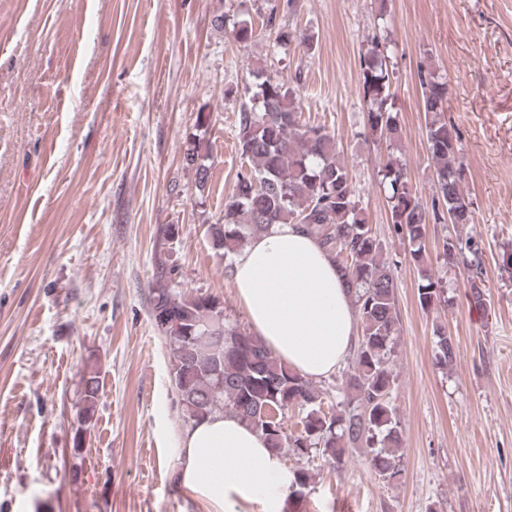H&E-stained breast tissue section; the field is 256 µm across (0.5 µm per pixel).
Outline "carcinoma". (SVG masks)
Returning <instances> with one entry per match:
<instances>
[{"mask_svg":"<svg viewBox=\"0 0 512 512\" xmlns=\"http://www.w3.org/2000/svg\"><path fill=\"white\" fill-rule=\"evenodd\" d=\"M261 29L275 32V44L286 49L294 40L308 42L277 25L269 12ZM243 46L255 41L257 29L248 20L233 26ZM375 34L359 55L358 90L366 105L364 136L385 146L386 159L378 171L390 217L392 237L408 246L418 270L420 306L450 304L447 290L429 272L427 226L430 223L466 227L474 223L475 208L466 186V164L459 130L448 119V80L432 66L418 73L425 113L428 157L434 168L431 203L410 184L400 152L402 129L394 93V71ZM243 86L237 140L242 166L224 204L223 221L209 227L212 247L224 259V273L233 275V257L247 241L274 224L300 225L315 237L337 263L346 288L355 298L359 329L346 372V401L334 412L322 410L313 381L282 364L258 337L224 321V308L210 295H190L174 283L175 267L158 258L149 288L151 317L171 357L170 382L184 420L194 423L215 413H230L264 436L277 454L285 448L299 455L312 451L339 466L349 448H365L369 463L381 479L401 474L395 450L403 436L392 392L397 283L396 262L372 230L357 198L348 165L337 150L335 132L302 120L299 88L258 62ZM184 164L194 171L195 188L204 193L212 178V160L198 142H189ZM483 242L467 232L443 238L438 257L443 263L467 268L465 297L470 308L483 313L490 306L482 267ZM437 362L456 360L448 332L437 325ZM99 382L83 380L84 420L72 436V449L83 445L95 416ZM279 415L302 412L301 428L286 432L282 419L268 420L270 408ZM309 475L294 471L289 500L304 495Z\"/></svg>","mask_w":512,"mask_h":512,"instance_id":"carcinoma-1","label":"carcinoma"}]
</instances>
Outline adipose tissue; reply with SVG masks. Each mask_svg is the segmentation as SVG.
Instances as JSON below:
<instances>
[{"label": "adipose tissue", "instance_id": "adipose-tissue-1", "mask_svg": "<svg viewBox=\"0 0 512 512\" xmlns=\"http://www.w3.org/2000/svg\"><path fill=\"white\" fill-rule=\"evenodd\" d=\"M237 298L252 332L301 375L328 377L358 334L353 299L317 240L292 224H275L236 255ZM179 483L219 512H285L292 474L264 437L237 418L213 414L180 441Z\"/></svg>", "mask_w": 512, "mask_h": 512}]
</instances>
